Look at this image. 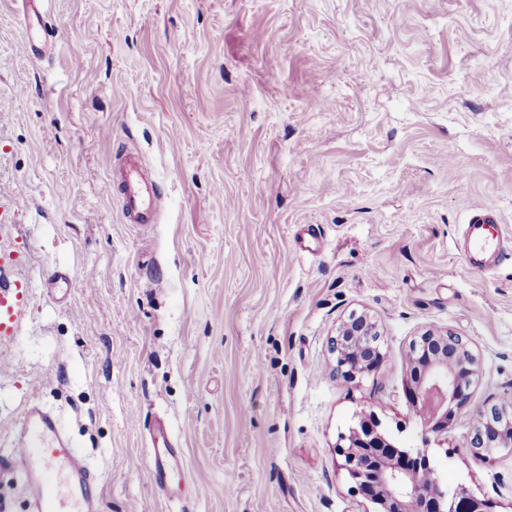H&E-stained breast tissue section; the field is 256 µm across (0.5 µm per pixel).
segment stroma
<instances>
[{
  "mask_svg": "<svg viewBox=\"0 0 512 512\" xmlns=\"http://www.w3.org/2000/svg\"><path fill=\"white\" fill-rule=\"evenodd\" d=\"M21 6L0 0V277L30 304L0 339V450L39 403L99 512H368L334 451L366 410L512 512V455L468 450L512 401V264L460 249L474 203L512 236V0H49L40 56ZM128 153L157 223L123 219ZM363 309L385 358L345 383L328 341ZM427 326L481 376L426 446L407 352ZM161 424L200 495L147 482Z\"/></svg>",
  "mask_w": 512,
  "mask_h": 512,
  "instance_id": "35a3bbf8",
  "label": "stroma"
}]
</instances>
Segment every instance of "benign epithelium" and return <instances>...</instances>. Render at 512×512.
Returning a JSON list of instances; mask_svg holds the SVG:
<instances>
[{"instance_id": "7a95c632", "label": "benign epithelium", "mask_w": 512, "mask_h": 512, "mask_svg": "<svg viewBox=\"0 0 512 512\" xmlns=\"http://www.w3.org/2000/svg\"><path fill=\"white\" fill-rule=\"evenodd\" d=\"M333 376L354 382L375 371L384 359L377 320L367 311H351L330 337ZM409 364L414 393L423 420V448L415 457L428 470L423 479L379 451L391 446L381 432V421L362 411L356 426L339 436L338 469L354 483V489L373 493L367 499L375 512H489L487 500L464 485H444L431 465L426 446L448 433L457 412L468 403V390L479 377V362L468 342L450 329H427L409 345ZM476 456L492 459L501 452L512 454V408L492 405L476 415L469 441Z\"/></svg>"}]
</instances>
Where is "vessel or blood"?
Returning a JSON list of instances; mask_svg holds the SVG:
<instances>
[{"label": "vessel or blood", "mask_w": 512, "mask_h": 512, "mask_svg": "<svg viewBox=\"0 0 512 512\" xmlns=\"http://www.w3.org/2000/svg\"><path fill=\"white\" fill-rule=\"evenodd\" d=\"M123 185L122 214L132 224L157 221L156 179L151 170L135 155H126L121 170ZM467 263L474 268L486 262H499L512 251L498 214L484 207H472L464 231ZM29 285L14 282L0 286V335H15L29 303ZM180 454L170 440L154 448L152 463L146 472L150 483L170 486L173 459ZM1 469L23 474L32 493L33 512H97L95 476L86 466L81 449L75 448L59 417L35 405L27 411L18 444L0 456Z\"/></svg>", "instance_id": "obj_1"}]
</instances>
